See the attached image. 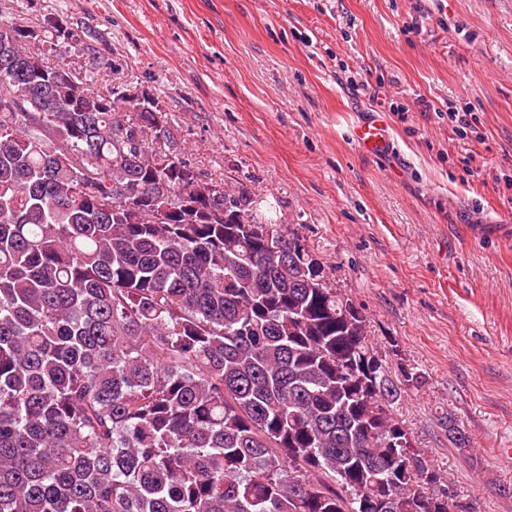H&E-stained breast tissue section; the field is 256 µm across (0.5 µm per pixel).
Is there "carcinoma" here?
Listing matches in <instances>:
<instances>
[{
	"instance_id": "1",
	"label": "carcinoma",
	"mask_w": 512,
	"mask_h": 512,
	"mask_svg": "<svg viewBox=\"0 0 512 512\" xmlns=\"http://www.w3.org/2000/svg\"><path fill=\"white\" fill-rule=\"evenodd\" d=\"M2 42L0 512H450L394 413L424 376L391 377L298 234L204 178L157 97L98 87L94 27Z\"/></svg>"
}]
</instances>
